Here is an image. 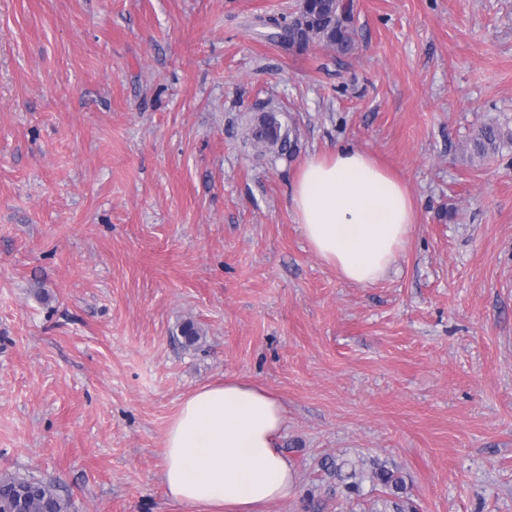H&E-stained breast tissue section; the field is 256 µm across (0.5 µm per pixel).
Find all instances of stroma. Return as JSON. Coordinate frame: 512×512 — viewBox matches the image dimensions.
Instances as JSON below:
<instances>
[{
	"label": "stroma",
	"instance_id": "1",
	"mask_svg": "<svg viewBox=\"0 0 512 512\" xmlns=\"http://www.w3.org/2000/svg\"><path fill=\"white\" fill-rule=\"evenodd\" d=\"M355 48L265 39L300 0H0V476L71 512H193L160 481L181 400L227 377L280 397L296 492L267 512H512V0H353ZM294 159L246 139L258 107ZM337 145L419 221L363 287L288 195ZM191 322L201 340L184 345ZM386 464L345 497L323 460ZM512 144V130L497 125H487L478 130L473 140V150L480 156L497 151L501 144ZM367 478L370 479L373 485H381L396 492L403 490L402 480L393 470L387 468L385 464L374 462ZM19 489L27 495V510L24 512H70V500L58 493L55 480L3 478L0 480V500L4 502Z\"/></svg>",
	"mask_w": 512,
	"mask_h": 512
}]
</instances>
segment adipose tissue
<instances>
[{
  "label": "adipose tissue",
  "instance_id": "obj_1",
  "mask_svg": "<svg viewBox=\"0 0 512 512\" xmlns=\"http://www.w3.org/2000/svg\"><path fill=\"white\" fill-rule=\"evenodd\" d=\"M290 202L311 250L361 286L388 274L417 222L406 186L351 146L304 158ZM287 420L284 402L256 383L200 386L166 430L160 478L168 498L195 512H266L288 498L295 468L278 446Z\"/></svg>",
  "mask_w": 512,
  "mask_h": 512
}]
</instances>
